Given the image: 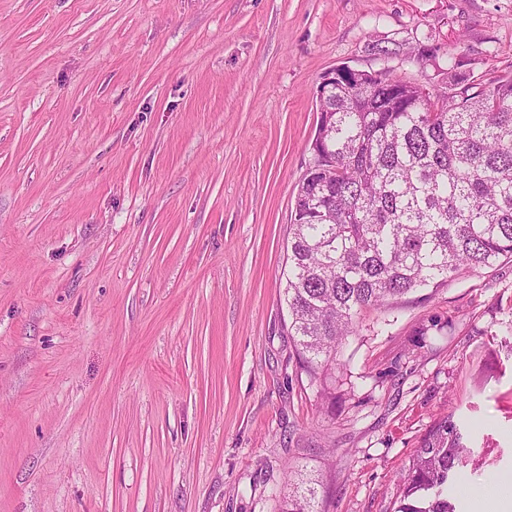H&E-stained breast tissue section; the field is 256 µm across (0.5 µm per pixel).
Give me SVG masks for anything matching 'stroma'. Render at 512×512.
<instances>
[{"instance_id": "1", "label": "stroma", "mask_w": 512, "mask_h": 512, "mask_svg": "<svg viewBox=\"0 0 512 512\" xmlns=\"http://www.w3.org/2000/svg\"><path fill=\"white\" fill-rule=\"evenodd\" d=\"M452 56L512 76V0H0V512H281L302 478L394 512L451 413L482 470L450 495L512 499L511 261L364 312L331 408L286 328L323 76L440 96Z\"/></svg>"}]
</instances>
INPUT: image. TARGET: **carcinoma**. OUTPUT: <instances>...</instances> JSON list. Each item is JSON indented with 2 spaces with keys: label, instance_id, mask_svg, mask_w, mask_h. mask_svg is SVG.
Masks as SVG:
<instances>
[{
  "label": "carcinoma",
  "instance_id": "1",
  "mask_svg": "<svg viewBox=\"0 0 512 512\" xmlns=\"http://www.w3.org/2000/svg\"><path fill=\"white\" fill-rule=\"evenodd\" d=\"M316 100L312 163L288 242V335L313 379L336 370L360 315L512 259V76L477 81L447 64L437 103L390 68H339ZM467 426L450 414L425 433L401 479L395 512H457L448 481L469 459ZM317 490L282 512H318Z\"/></svg>",
  "mask_w": 512,
  "mask_h": 512
}]
</instances>
